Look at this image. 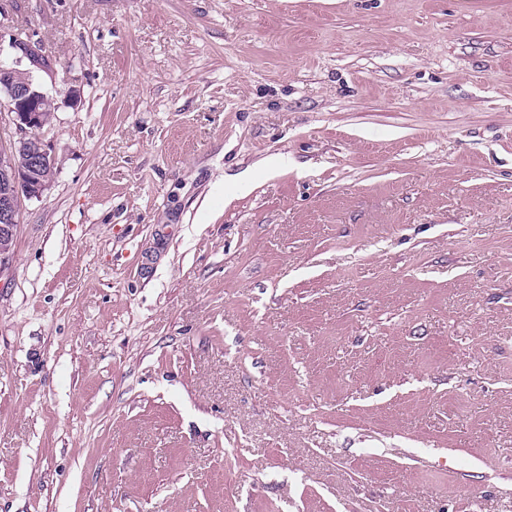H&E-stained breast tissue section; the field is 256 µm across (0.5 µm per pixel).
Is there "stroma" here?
Returning <instances> with one entry per match:
<instances>
[{"label": "stroma", "instance_id": "stroma-1", "mask_svg": "<svg viewBox=\"0 0 512 512\" xmlns=\"http://www.w3.org/2000/svg\"><path fill=\"white\" fill-rule=\"evenodd\" d=\"M11 24L56 169L0 261V512H512V0Z\"/></svg>", "mask_w": 512, "mask_h": 512}]
</instances>
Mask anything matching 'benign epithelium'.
I'll return each instance as SVG.
<instances>
[{
	"label": "benign epithelium",
	"instance_id": "7a95c632",
	"mask_svg": "<svg viewBox=\"0 0 512 512\" xmlns=\"http://www.w3.org/2000/svg\"><path fill=\"white\" fill-rule=\"evenodd\" d=\"M9 47L18 57L12 65L0 62V96L7 98L8 120L22 137L13 142V152L0 156V185L21 201L40 197L55 173L51 150L39 134L49 97L33 78V71L49 70L50 62L37 41L14 38ZM24 60L28 62L25 69L21 68ZM13 222L12 209L1 208L0 258L12 249Z\"/></svg>",
	"mask_w": 512,
	"mask_h": 512
}]
</instances>
